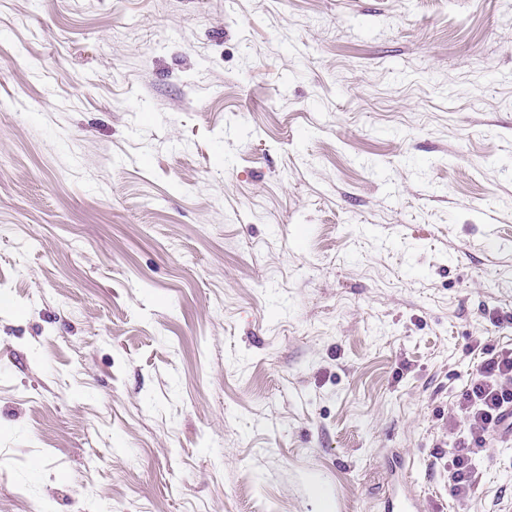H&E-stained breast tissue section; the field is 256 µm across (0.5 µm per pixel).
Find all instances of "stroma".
Segmentation results:
<instances>
[{
	"label": "stroma",
	"mask_w": 512,
	"mask_h": 512,
	"mask_svg": "<svg viewBox=\"0 0 512 512\" xmlns=\"http://www.w3.org/2000/svg\"><path fill=\"white\" fill-rule=\"evenodd\" d=\"M512 349V0H0V512H423ZM409 466L405 464L404 472L393 478L394 493L381 506L385 512H417L420 510V498L414 493L413 484L408 479Z\"/></svg>",
	"instance_id": "1"
}]
</instances>
